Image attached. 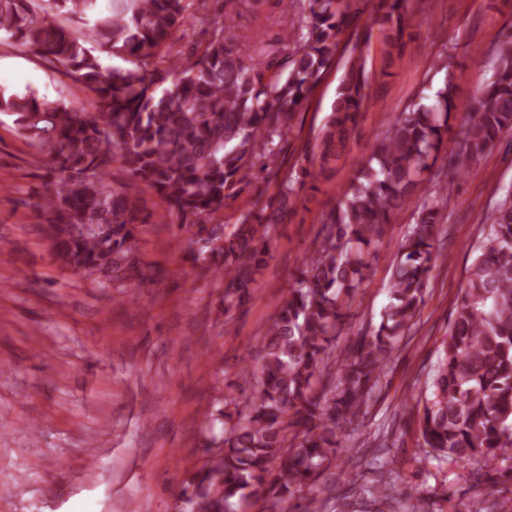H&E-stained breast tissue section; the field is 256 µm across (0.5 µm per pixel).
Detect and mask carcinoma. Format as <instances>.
I'll return each mask as SVG.
<instances>
[{
  "instance_id": "cac0c4a2",
  "label": "carcinoma",
  "mask_w": 512,
  "mask_h": 512,
  "mask_svg": "<svg viewBox=\"0 0 512 512\" xmlns=\"http://www.w3.org/2000/svg\"><path fill=\"white\" fill-rule=\"evenodd\" d=\"M0 0V34L80 82L90 106L0 89V112L47 159L51 176L37 207L53 256L78 275L136 291L149 277L137 252L150 215L142 198L112 186L118 163L140 190L160 198L181 224L206 223L238 198L252 171L277 186L194 265L224 282V313L247 302L271 256L269 229L285 222L307 189L328 180L351 146L366 102L365 61L352 57L317 136L318 167L280 174V144L330 66L362 0H306V43L281 65L233 52L225 32L240 0ZM206 39L187 57L175 33L187 22ZM411 21L409 0H375L373 24L388 74ZM130 58L107 67L109 57ZM452 86L410 105L323 215L311 252L262 336L259 364L227 383L213 421V455L195 475L189 512H229L261 495L269 512H319L312 491L336 464L342 436L358 418L395 344L411 328L434 258L443 201L472 165L512 130V34L492 80L476 92L452 131ZM448 181L416 212L389 283L378 329L335 356L365 252L410 203L438 161ZM417 403L424 445L445 462L486 466L512 447V193L498 202L461 290L437 364ZM377 512H427L400 496L393 471L368 489ZM468 512H512V496L473 500Z\"/></svg>"
}]
</instances>
